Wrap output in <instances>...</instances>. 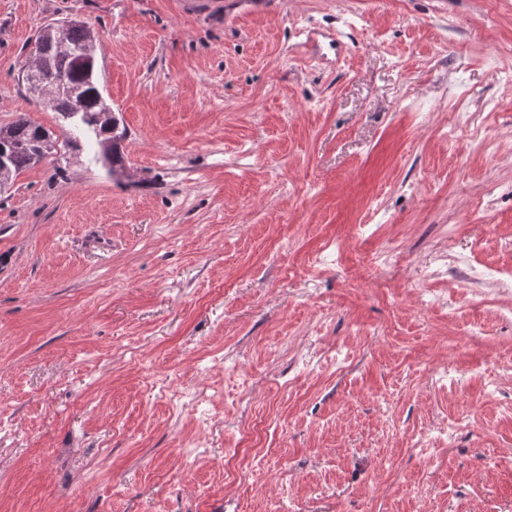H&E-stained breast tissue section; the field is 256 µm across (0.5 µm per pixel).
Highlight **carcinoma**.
<instances>
[{"label":"carcinoma","instance_id":"carcinoma-1","mask_svg":"<svg viewBox=\"0 0 512 512\" xmlns=\"http://www.w3.org/2000/svg\"><path fill=\"white\" fill-rule=\"evenodd\" d=\"M35 44L34 82H29L27 74L21 73L26 90L43 107L63 113L66 98H60L55 104L45 102L37 88L57 86L63 81L74 86L81 101V113L89 118L88 122L81 121L77 126L83 128L87 138L95 144L108 145L103 157L111 165L112 173L124 170L121 143L127 138V129L115 114L110 122L98 119L101 113L112 111V106L100 89L96 49L90 42L86 23L72 20L65 27L47 25L38 32ZM47 136L51 137L53 145H58V138L50 130L25 117L7 126L6 141H0V158L5 159L10 177L37 163L36 155L43 149V139Z\"/></svg>","mask_w":512,"mask_h":512}]
</instances>
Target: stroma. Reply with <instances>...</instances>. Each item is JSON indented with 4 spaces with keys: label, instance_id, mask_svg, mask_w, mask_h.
<instances>
[{
    "label": "stroma",
    "instance_id": "obj_1",
    "mask_svg": "<svg viewBox=\"0 0 512 512\" xmlns=\"http://www.w3.org/2000/svg\"><path fill=\"white\" fill-rule=\"evenodd\" d=\"M128 129L0 191V512H512V0H0Z\"/></svg>",
    "mask_w": 512,
    "mask_h": 512
}]
</instances>
